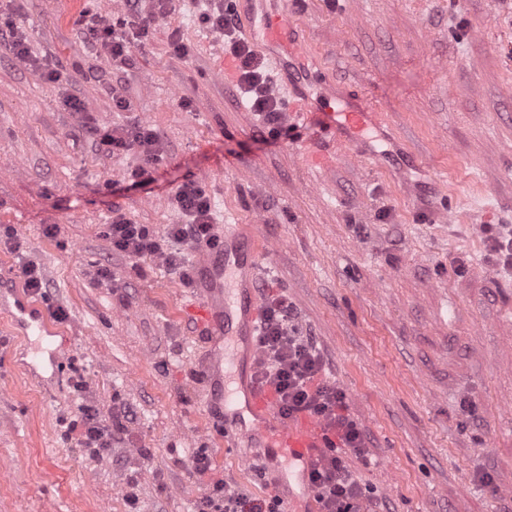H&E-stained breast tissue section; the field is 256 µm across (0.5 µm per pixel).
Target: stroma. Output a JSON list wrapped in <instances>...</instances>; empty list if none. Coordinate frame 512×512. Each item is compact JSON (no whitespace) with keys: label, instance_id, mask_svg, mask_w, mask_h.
<instances>
[{"label":"stroma","instance_id":"obj_1","mask_svg":"<svg viewBox=\"0 0 512 512\" xmlns=\"http://www.w3.org/2000/svg\"><path fill=\"white\" fill-rule=\"evenodd\" d=\"M126 10V0H0L31 57L0 41V226L22 242L0 247V266L37 264L47 288L35 303L55 329L41 339L14 328L12 296L0 294V512H128L131 492L139 512H195L200 448L239 490L277 482L251 462V440L225 443L200 393L209 346L189 312L198 288L160 260L131 263L105 235L116 207L158 232L178 223L174 193L189 178L210 193L216 229L270 245L256 287L287 293L327 357L375 460L356 472L385 512H512V277L485 242L488 225H512V12L497 0L298 6L296 29L326 76L380 107L404 152L430 156L436 181L419 177L409 195L399 167L369 158L308 170L297 146L319 145L321 114L299 122L297 143L263 142L195 0L155 17L124 65L76 24L83 11L110 22ZM174 31L186 55L169 48ZM116 87L130 110L113 109ZM85 115L102 129L150 125L161 159L107 153ZM146 164L152 182L132 184ZM101 266L111 278L97 277ZM89 400L129 413L100 460L66 437Z\"/></svg>","mask_w":512,"mask_h":512}]
</instances>
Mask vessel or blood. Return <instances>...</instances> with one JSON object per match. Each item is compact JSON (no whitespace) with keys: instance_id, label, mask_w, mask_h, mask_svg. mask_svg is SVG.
<instances>
[{"instance_id":"1","label":"vessel or blood","mask_w":512,"mask_h":512,"mask_svg":"<svg viewBox=\"0 0 512 512\" xmlns=\"http://www.w3.org/2000/svg\"><path fill=\"white\" fill-rule=\"evenodd\" d=\"M261 33V49L280 59L290 82L306 88L301 97L289 103L288 120L294 122L316 111L326 118L323 144L319 150L306 153L307 162L329 168L343 149L358 157L371 155L384 160L386 151L376 150L369 138L371 131L383 126V112L375 106L354 103L348 89L330 82L318 70L311 45L294 33L288 8L263 13ZM260 250L256 241L228 237L223 246L204 253L198 261L206 289L201 305L192 314L200 326L208 328L211 341L210 356L202 367L205 393L210 404L217 407L225 433H240L257 441L266 450V465L287 462V475L300 489L297 512H319L308 476L335 442V430L304 413L281 419L273 392L259 387L252 375L242 376L232 389L220 382L233 368L232 359L224 351L229 334L242 336L250 362L259 360V313L254 290ZM15 308L17 326L39 337L50 335L49 322L28 291H20Z\"/></svg>"}]
</instances>
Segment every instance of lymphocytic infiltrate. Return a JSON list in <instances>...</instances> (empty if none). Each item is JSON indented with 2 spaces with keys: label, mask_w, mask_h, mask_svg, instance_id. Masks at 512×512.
Returning <instances> with one entry per match:
<instances>
[{
  "label": "lymphocytic infiltrate",
  "mask_w": 512,
  "mask_h": 512,
  "mask_svg": "<svg viewBox=\"0 0 512 512\" xmlns=\"http://www.w3.org/2000/svg\"><path fill=\"white\" fill-rule=\"evenodd\" d=\"M130 30H142L152 17L164 14L170 0H128ZM202 20L208 28L223 37L224 49L238 63L240 93L250 109L257 113L263 142L293 137L295 129L284 120V110L273 89V76L254 48L237 30V15L224 0H204ZM90 33L107 48L113 60L127 62L131 53L129 32H116L98 18L79 17ZM88 133L98 136L108 152L138 149L152 154L158 143L153 129L134 124L117 132L88 126ZM174 202L181 221L167 225L158 234L147 225L130 222L122 212H112L109 237L114 251L132 259L145 256L160 258L177 274L184 285L194 282L189 251L216 249L221 240L215 231L211 198L200 182L190 179L181 184ZM294 307L285 292L269 291L263 295L261 326L257 343L261 352L254 379L257 384L271 386L277 393L281 418L307 413L326 421L336 431L337 443L329 448L322 462L309 474V487L320 505V512H379L380 505L364 490L352 466L346 462V451L367 459L365 436L360 424L350 414L345 394L324 378V355L302 336L293 317ZM121 409H114L112 421H104L100 409L91 402L81 407V415L67 431L69 439L90 456L103 458L112 450V440L123 428ZM281 499L270 492L256 498L219 479L209 484L197 503V512H279Z\"/></svg>",
  "instance_id": "1"
}]
</instances>
